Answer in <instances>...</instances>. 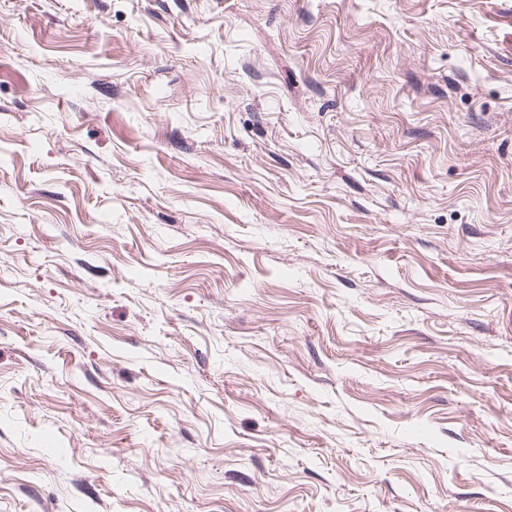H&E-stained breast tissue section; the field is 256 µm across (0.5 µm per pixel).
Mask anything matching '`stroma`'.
I'll return each instance as SVG.
<instances>
[{
  "label": "stroma",
  "instance_id": "1",
  "mask_svg": "<svg viewBox=\"0 0 512 512\" xmlns=\"http://www.w3.org/2000/svg\"><path fill=\"white\" fill-rule=\"evenodd\" d=\"M0 512H512V0H0Z\"/></svg>",
  "mask_w": 512,
  "mask_h": 512
}]
</instances>
